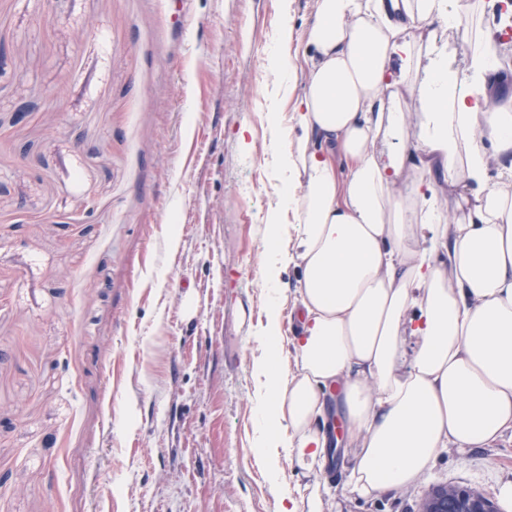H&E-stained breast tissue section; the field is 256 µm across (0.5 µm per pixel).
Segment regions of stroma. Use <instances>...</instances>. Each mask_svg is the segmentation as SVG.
Wrapping results in <instances>:
<instances>
[{
  "mask_svg": "<svg viewBox=\"0 0 512 512\" xmlns=\"http://www.w3.org/2000/svg\"><path fill=\"white\" fill-rule=\"evenodd\" d=\"M500 0H457L470 41ZM311 0H0V512H420L438 485L512 512V441L449 449L363 500L266 474L254 363L296 273L268 212L292 103L269 75ZM251 149H244V142ZM277 207V206H276Z\"/></svg>",
  "mask_w": 512,
  "mask_h": 512,
  "instance_id": "35a3bbf8",
  "label": "stroma"
}]
</instances>
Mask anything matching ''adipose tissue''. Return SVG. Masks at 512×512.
Masks as SVG:
<instances>
[{"label":"adipose tissue","mask_w":512,"mask_h":512,"mask_svg":"<svg viewBox=\"0 0 512 512\" xmlns=\"http://www.w3.org/2000/svg\"><path fill=\"white\" fill-rule=\"evenodd\" d=\"M314 20L273 70L295 94L280 163L298 191L286 202L294 236L272 262L300 272L295 354L279 363L278 320L262 413L287 432L259 428L260 447L298 467L325 466L329 410L353 450L348 491L371 498L415 485L446 450L468 452L512 435V102L487 112L502 43L486 30L473 48L475 80L434 66L423 94L417 154L382 158L379 135L404 140L406 113L386 111L384 89L413 81L422 26L456 25L448 0H312ZM303 74L295 91L289 79ZM419 177L396 194L405 166ZM497 179L487 183L488 169ZM460 188L441 200L437 179ZM419 337L406 355V335Z\"/></svg>","instance_id":"1"}]
</instances>
